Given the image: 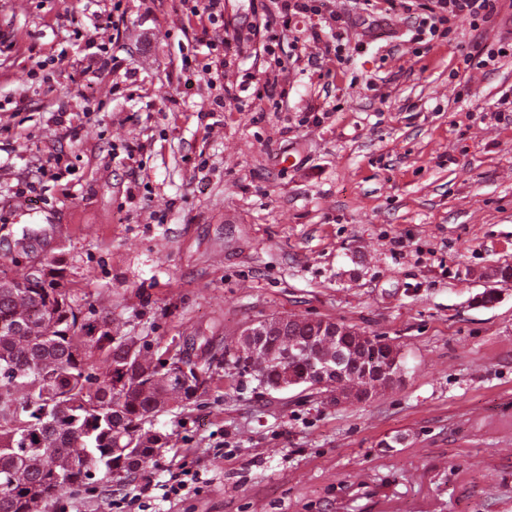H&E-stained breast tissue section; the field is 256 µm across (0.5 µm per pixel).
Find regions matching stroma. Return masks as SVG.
<instances>
[{
  "label": "stroma",
  "mask_w": 512,
  "mask_h": 512,
  "mask_svg": "<svg viewBox=\"0 0 512 512\" xmlns=\"http://www.w3.org/2000/svg\"><path fill=\"white\" fill-rule=\"evenodd\" d=\"M430 3L322 0L335 60L277 0H224L218 75L182 0H0V272L53 261L86 320L194 339L222 376L158 416L144 470L46 512H126L147 481L143 512H512V280L483 277L512 266V55L478 64L512 0L413 40ZM104 11L120 68L91 81ZM272 316L391 340L404 375L342 407L265 390L224 348ZM182 463L195 489L163 498Z\"/></svg>",
  "instance_id": "stroma-1"
}]
</instances>
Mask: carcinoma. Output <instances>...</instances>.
I'll return each mask as SVG.
<instances>
[{"label": "carcinoma", "mask_w": 512, "mask_h": 512, "mask_svg": "<svg viewBox=\"0 0 512 512\" xmlns=\"http://www.w3.org/2000/svg\"><path fill=\"white\" fill-rule=\"evenodd\" d=\"M37 267L25 288H0V512H43L53 498L138 473L169 444L155 420L180 377L192 379L185 406L221 381L181 349L169 359L110 322H85L50 265ZM294 340L321 354L336 347L311 324L261 337L265 388L288 366ZM244 351L242 338L224 349L240 374L249 373ZM97 354L109 363L101 376L91 365Z\"/></svg>", "instance_id": "cac0c4a2"}]
</instances>
